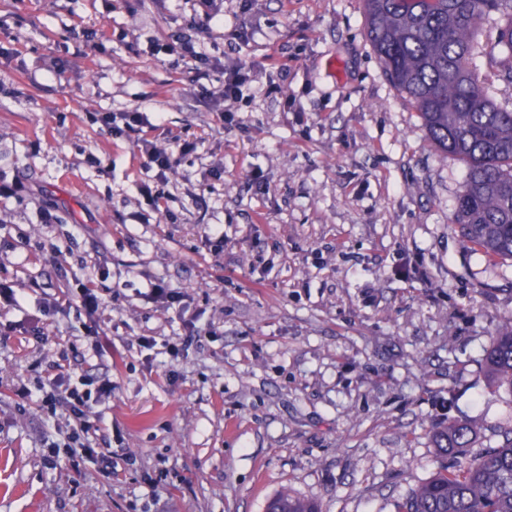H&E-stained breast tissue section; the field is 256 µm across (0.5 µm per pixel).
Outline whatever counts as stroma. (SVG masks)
Segmentation results:
<instances>
[{"instance_id":"stroma-1","label":"stroma","mask_w":512,"mask_h":512,"mask_svg":"<svg viewBox=\"0 0 512 512\" xmlns=\"http://www.w3.org/2000/svg\"><path fill=\"white\" fill-rule=\"evenodd\" d=\"M219 7L199 80L150 51L190 23L187 0H0V177L32 183L0 202V283L23 295L0 308V512H265L283 489L323 512H395L449 465L445 421L479 423L478 453L512 429V394L483 369L512 259L449 228L466 165L385 76L363 0ZM241 59L254 80L227 125L210 95ZM135 107L163 116L151 138L199 140L160 212L134 136L89 119ZM154 281L185 310L145 298ZM70 283L101 296L98 337L78 300L43 313ZM195 315L211 334L162 353ZM61 369L111 380L91 420L114 436L116 477L51 461L56 424L19 390Z\"/></svg>"}]
</instances>
